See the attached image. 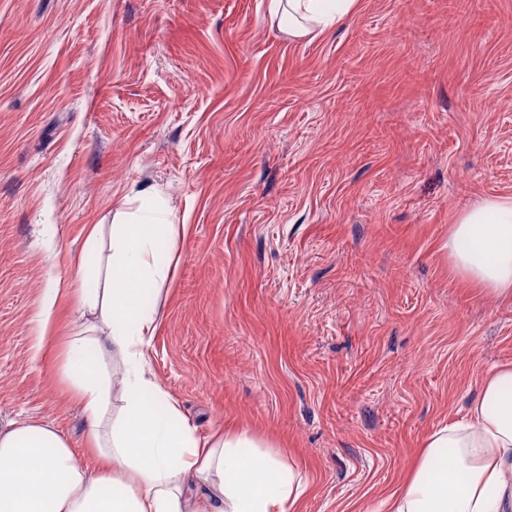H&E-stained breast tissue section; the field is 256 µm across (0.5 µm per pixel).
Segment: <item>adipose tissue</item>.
<instances>
[{
	"label": "adipose tissue",
	"mask_w": 512,
	"mask_h": 512,
	"mask_svg": "<svg viewBox=\"0 0 512 512\" xmlns=\"http://www.w3.org/2000/svg\"><path fill=\"white\" fill-rule=\"evenodd\" d=\"M356 0H270L296 39L342 24ZM139 222L116 211L111 234L87 232L83 255L104 271L74 288L81 330L63 347L58 377L82 407L86 456L50 423L0 424V512H297L299 470L231 427L207 441L145 367L159 328L154 302L179 265V232L154 194L137 195ZM453 271L482 294L512 299V197L463 211L448 233ZM123 370L120 411L112 369ZM387 512H512V365L490 371L469 421L433 432L387 501Z\"/></svg>",
	"instance_id": "1"
}]
</instances>
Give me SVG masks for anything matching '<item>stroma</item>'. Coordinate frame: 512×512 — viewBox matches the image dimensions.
<instances>
[{"label": "stroma", "instance_id": "obj_1", "mask_svg": "<svg viewBox=\"0 0 512 512\" xmlns=\"http://www.w3.org/2000/svg\"><path fill=\"white\" fill-rule=\"evenodd\" d=\"M268 2L0 0V423L84 453L66 290L89 227L146 188L186 231L145 360L196 435L303 471L297 512H385L512 363V301L446 249L512 196V0H357L303 41ZM60 290V288L56 287L43 289L39 312V322L42 328V335H45L53 326Z\"/></svg>", "mask_w": 512, "mask_h": 512}]
</instances>
